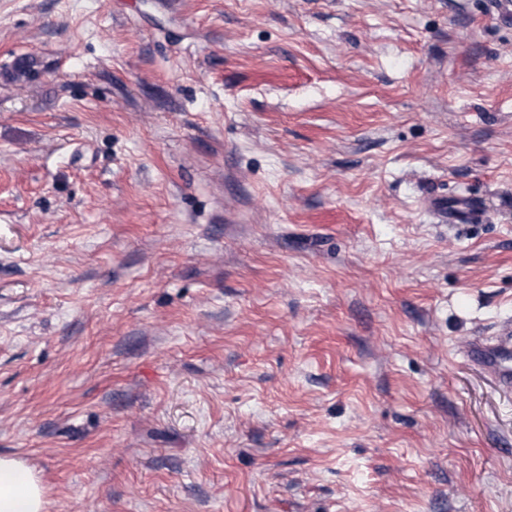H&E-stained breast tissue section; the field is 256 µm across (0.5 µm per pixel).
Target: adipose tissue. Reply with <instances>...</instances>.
<instances>
[{"mask_svg": "<svg viewBox=\"0 0 512 512\" xmlns=\"http://www.w3.org/2000/svg\"><path fill=\"white\" fill-rule=\"evenodd\" d=\"M0 512H45L41 479L22 459L0 456Z\"/></svg>", "mask_w": 512, "mask_h": 512, "instance_id": "ef3b65f1", "label": "adipose tissue"}]
</instances>
